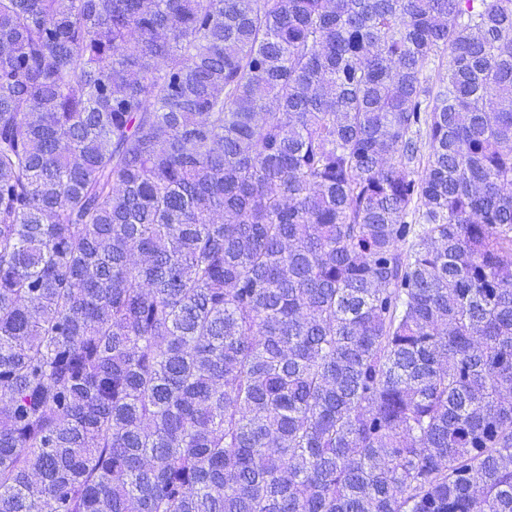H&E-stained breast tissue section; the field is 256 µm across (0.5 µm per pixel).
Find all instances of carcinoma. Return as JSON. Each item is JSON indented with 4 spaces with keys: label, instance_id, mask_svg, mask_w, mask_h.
I'll return each instance as SVG.
<instances>
[{
    "label": "carcinoma",
    "instance_id": "carcinoma-1",
    "mask_svg": "<svg viewBox=\"0 0 512 512\" xmlns=\"http://www.w3.org/2000/svg\"><path fill=\"white\" fill-rule=\"evenodd\" d=\"M0 512H512V0H0Z\"/></svg>",
    "mask_w": 512,
    "mask_h": 512
}]
</instances>
